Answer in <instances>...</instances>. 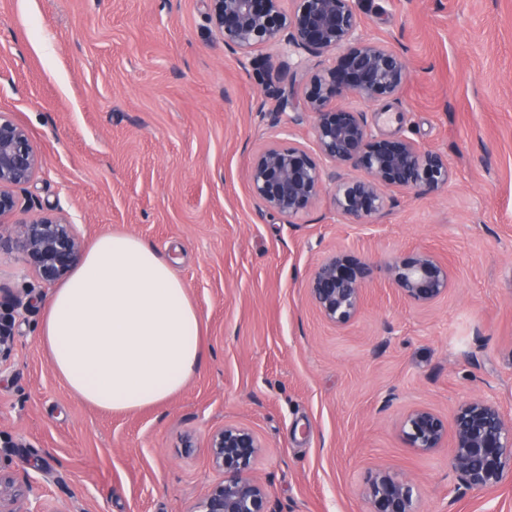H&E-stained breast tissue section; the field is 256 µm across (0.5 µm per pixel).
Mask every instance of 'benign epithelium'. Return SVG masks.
Listing matches in <instances>:
<instances>
[{
    "label": "benign epithelium",
    "mask_w": 512,
    "mask_h": 512,
    "mask_svg": "<svg viewBox=\"0 0 512 512\" xmlns=\"http://www.w3.org/2000/svg\"><path fill=\"white\" fill-rule=\"evenodd\" d=\"M205 20L224 47L250 59L272 102L264 116L275 127L312 121L316 150L299 142H269L251 157L247 182L267 211L293 218L313 206L334 184L336 213L353 224H370L387 206L389 190L434 192L448 185V160L414 139L375 135L364 113L341 103L353 97L376 103L396 95L408 78L404 55L391 44L361 33L356 0H206ZM282 45L304 61L335 54L332 63L306 70L300 91L263 76L260 51ZM40 157L28 131L0 114V233L19 209L14 189L28 185ZM353 168L359 176H347ZM11 241L42 284L53 286L81 261L83 248L62 213L16 223ZM366 264L337 252L311 274L307 292L319 315L335 326L350 323L364 300ZM392 285L410 302L430 306L448 294V265L420 250L388 265ZM400 434L419 454L453 443L452 466L466 490H495L512 473V419L489 399L461 402L453 424L429 408L408 411ZM263 444L246 426L226 424L209 443L212 465L224 478L213 483L193 512H276L266 485L254 475ZM369 512H419L411 482L386 469L369 478ZM0 512H46L32 485L0 466Z\"/></svg>",
    "instance_id": "obj_1"
}]
</instances>
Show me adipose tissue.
I'll list each match as a JSON object with an SVG mask.
<instances>
[{
  "mask_svg": "<svg viewBox=\"0 0 512 512\" xmlns=\"http://www.w3.org/2000/svg\"><path fill=\"white\" fill-rule=\"evenodd\" d=\"M37 337L71 391L112 411L170 399L204 359L187 287L155 248L123 233L101 235L55 288Z\"/></svg>",
  "mask_w": 512,
  "mask_h": 512,
  "instance_id": "ef3b65f1",
  "label": "adipose tissue"
}]
</instances>
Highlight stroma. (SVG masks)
I'll use <instances>...</instances> for the list:
<instances>
[{"label": "stroma", "instance_id": "1", "mask_svg": "<svg viewBox=\"0 0 512 512\" xmlns=\"http://www.w3.org/2000/svg\"><path fill=\"white\" fill-rule=\"evenodd\" d=\"M361 33L403 51L400 92L364 105L380 136L448 159L433 193L393 192L371 224L339 216L332 189L286 219L251 197L246 171L271 141L248 59L225 51L205 0H0V113L29 132L41 167L21 220L54 210L84 247L104 232L167 256L203 320V363L167 402L134 412L70 391L37 340L51 290L0 241V301L22 296L0 367V447L52 512H190L218 480L209 438L251 428L255 474L277 512H369L378 467L410 479L419 512H512V478L459 494L453 449L422 455L402 416L452 419L484 396L512 417V0H358ZM447 262L430 306L402 298L387 264ZM341 251L370 276L360 314L327 323L307 280Z\"/></svg>", "mask_w": 512, "mask_h": 512}]
</instances>
